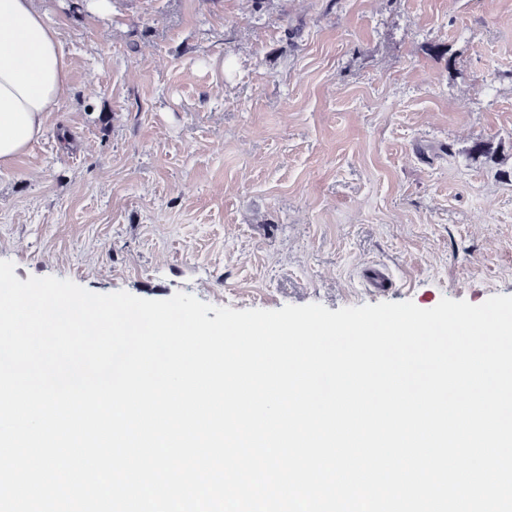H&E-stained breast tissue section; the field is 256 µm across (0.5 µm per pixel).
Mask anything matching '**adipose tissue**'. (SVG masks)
<instances>
[{
	"label": "adipose tissue",
	"mask_w": 512,
	"mask_h": 512,
	"mask_svg": "<svg viewBox=\"0 0 512 512\" xmlns=\"http://www.w3.org/2000/svg\"><path fill=\"white\" fill-rule=\"evenodd\" d=\"M70 61L40 0H0V166L38 142Z\"/></svg>",
	"instance_id": "obj_1"
}]
</instances>
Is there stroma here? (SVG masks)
<instances>
[{"label": "stroma", "instance_id": "stroma-1", "mask_svg": "<svg viewBox=\"0 0 512 512\" xmlns=\"http://www.w3.org/2000/svg\"><path fill=\"white\" fill-rule=\"evenodd\" d=\"M73 2L41 0L68 94L0 166L19 280L238 311L512 295V0Z\"/></svg>", "mask_w": 512, "mask_h": 512}]
</instances>
